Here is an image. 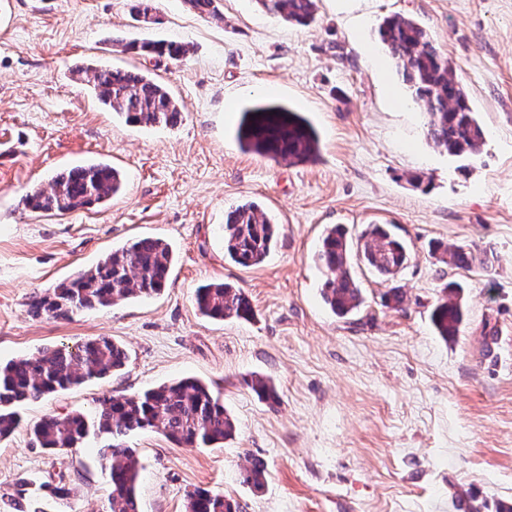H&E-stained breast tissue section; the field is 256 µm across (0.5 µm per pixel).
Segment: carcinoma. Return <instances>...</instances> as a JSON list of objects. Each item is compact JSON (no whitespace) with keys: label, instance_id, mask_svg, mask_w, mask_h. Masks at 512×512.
<instances>
[{"label":"carcinoma","instance_id":"1","mask_svg":"<svg viewBox=\"0 0 512 512\" xmlns=\"http://www.w3.org/2000/svg\"><path fill=\"white\" fill-rule=\"evenodd\" d=\"M202 15L224 20L215 0H188ZM267 13L300 26L316 18L317 0H257ZM382 47L396 60L403 81L426 105V138L452 157H476L485 143V131L476 118L462 86L449 74L448 58L414 20L399 14L387 16L378 27ZM148 56L164 58L177 65L186 57V46L167 40H145L123 44ZM80 81L96 98L130 124L175 128L183 120L182 110L166 88L141 72L110 67L78 70ZM237 139L246 151L302 164L319 154V138L301 113L281 105H257L241 113ZM118 170L103 162L87 163L57 173L50 189H36L25 197V206L36 212L63 214L102 204L121 191ZM278 236V225L258 204L246 202L231 209L224 224V256L243 267L262 264ZM351 245L345 230L335 225L326 230L316 260L324 272L322 296L339 316L358 310L364 302L358 281L348 266ZM440 261L450 268L487 266V255L461 246L436 247ZM359 259L383 277L397 275L409 260L406 243L383 224H371L356 242ZM173 262L170 245L162 239L145 237L113 250L95 266L77 272L48 292L31 297L29 312L40 317L67 318L76 311H92L122 301L160 293ZM460 285L450 281L431 320L438 335H458L464 312L460 300L451 298ZM198 310L205 316L224 320L253 315L247 293L230 283L214 282L195 292ZM128 360L126 350L109 336L88 339L74 348L54 347L37 357H19L0 364V439L21 425L15 406L38 400L88 379L105 378L121 370ZM236 420L220 398L196 378L148 389L141 394L105 398L91 414L74 412L44 417L33 429L40 445L49 450L74 448L89 435H106L111 443L97 449L102 466L109 472L111 492L108 512H140L136 483L143 466L125 438L137 430H154L176 443L199 448L230 439ZM242 482L256 490L264 487L266 466L255 458L244 469ZM47 495L64 501L75 489L64 480L41 485ZM11 512H34L28 482L21 480L0 494ZM186 512H240V504L196 489L187 495Z\"/></svg>","mask_w":512,"mask_h":512}]
</instances>
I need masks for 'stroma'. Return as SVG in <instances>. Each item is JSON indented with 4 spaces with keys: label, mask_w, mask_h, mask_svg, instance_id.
<instances>
[{
    "label": "stroma",
    "mask_w": 512,
    "mask_h": 512,
    "mask_svg": "<svg viewBox=\"0 0 512 512\" xmlns=\"http://www.w3.org/2000/svg\"><path fill=\"white\" fill-rule=\"evenodd\" d=\"M297 26L256 0H219L223 21L185 0H155L157 22L127 0H0V363L44 348L109 336L129 359L119 372L22 404L24 426L0 440V491L19 480L65 477L67 502L43 512H107L103 439L49 452L32 426L48 415L91 411L184 377L219 389L237 421L212 448L179 446L151 430L125 439L145 469L141 512H185L202 488L242 512H502L512 506V0H318ZM416 20L448 58L486 132L481 153L448 156L424 134L396 61L378 42L382 19ZM186 45L180 67L122 50L121 42ZM141 71L184 113L173 129L130 124L102 105L76 71ZM277 102L318 132L320 158L295 165L243 151L246 107ZM91 161L117 167L123 189L103 204L59 216L25 207L33 188ZM423 175L422 185L411 178ZM252 201L278 224L263 264L224 256V215ZM357 239L387 225L410 249L393 278L352 260L364 304L334 314L321 297L315 252L325 230ZM166 240L174 261L158 295L32 316L31 296L138 238ZM485 252L471 271L440 263L434 245ZM242 288L251 319L214 320L196 288ZM462 287L458 336H437L430 314L443 286ZM406 311L386 307L392 287ZM269 381L280 402L252 390ZM267 466L256 491L240 473Z\"/></svg>",
    "instance_id": "35a3bbf8"
}]
</instances>
